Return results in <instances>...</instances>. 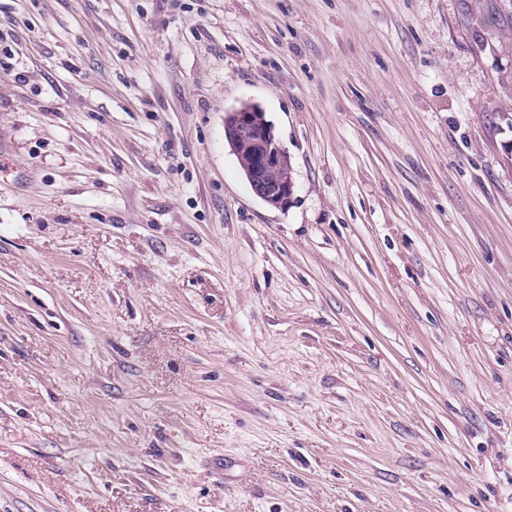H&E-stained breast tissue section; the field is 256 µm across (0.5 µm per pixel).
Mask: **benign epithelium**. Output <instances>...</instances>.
Listing matches in <instances>:
<instances>
[{"instance_id": "obj_1", "label": "benign epithelium", "mask_w": 512, "mask_h": 512, "mask_svg": "<svg viewBox=\"0 0 512 512\" xmlns=\"http://www.w3.org/2000/svg\"><path fill=\"white\" fill-rule=\"evenodd\" d=\"M224 137L254 195L273 208H288L294 193L291 158L262 108L244 104L226 113Z\"/></svg>"}]
</instances>
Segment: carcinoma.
<instances>
[{
  "instance_id": "1",
  "label": "carcinoma",
  "mask_w": 512,
  "mask_h": 512,
  "mask_svg": "<svg viewBox=\"0 0 512 512\" xmlns=\"http://www.w3.org/2000/svg\"><path fill=\"white\" fill-rule=\"evenodd\" d=\"M459 21L481 37L473 42L478 54L512 51V0H460Z\"/></svg>"
}]
</instances>
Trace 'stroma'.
<instances>
[{"instance_id": "obj_1", "label": "stroma", "mask_w": 512, "mask_h": 512, "mask_svg": "<svg viewBox=\"0 0 512 512\" xmlns=\"http://www.w3.org/2000/svg\"><path fill=\"white\" fill-rule=\"evenodd\" d=\"M509 65L458 0H0V512H512ZM243 104L224 119V137L240 163L255 196L276 209H286L294 193L293 167L266 112Z\"/></svg>"}]
</instances>
